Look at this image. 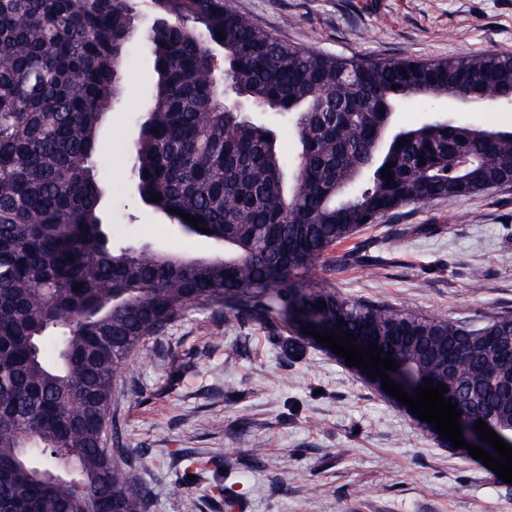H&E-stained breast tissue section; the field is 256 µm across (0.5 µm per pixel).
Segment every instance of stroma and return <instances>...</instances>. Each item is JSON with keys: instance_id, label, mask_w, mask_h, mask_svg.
Masks as SVG:
<instances>
[{"instance_id": "35a3bbf8", "label": "stroma", "mask_w": 512, "mask_h": 512, "mask_svg": "<svg viewBox=\"0 0 512 512\" xmlns=\"http://www.w3.org/2000/svg\"><path fill=\"white\" fill-rule=\"evenodd\" d=\"M279 39L350 57L433 61L512 53V0H231ZM156 19L140 0L125 58L127 79L99 134L100 211L113 248L137 245L210 258L224 246L183 232L145 205L131 173L138 134L157 76L143 37ZM453 115L480 128L512 130V105L483 112L441 99H407L397 128ZM369 264L339 263L331 251L298 271L356 299L383 300L417 313L479 322L512 311V185L453 202L438 200L381 220L357 236ZM239 324L192 307L167 336L134 358L117 381L113 420L141 449L137 480L151 490L150 512H213L210 475L179 496L177 450L242 463L233 490L241 512H512V484L482 461L448 448L368 384L332 350L281 357L291 335ZM264 449L255 460L251 451Z\"/></svg>"}]
</instances>
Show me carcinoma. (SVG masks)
I'll return each instance as SVG.
<instances>
[{
	"instance_id": "cac0c4a2",
	"label": "carcinoma",
	"mask_w": 512,
	"mask_h": 512,
	"mask_svg": "<svg viewBox=\"0 0 512 512\" xmlns=\"http://www.w3.org/2000/svg\"><path fill=\"white\" fill-rule=\"evenodd\" d=\"M137 5L0 0V50L27 46L0 71V512H148L112 398L122 368L193 306L239 323L300 314L278 337L289 358L311 345L310 323L349 331L396 360L395 382L443 384L467 419L512 436V312L473 325L292 280L394 210L512 184V131L451 116L390 125L402 99L512 101V54L334 56L280 40L229 0H151L157 84L131 148L138 195L202 219L224 255L147 256L108 246L95 174L97 102L117 95ZM226 85L287 118L298 153L225 107ZM184 461L213 473L212 499L237 512L231 461Z\"/></svg>"
}]
</instances>
